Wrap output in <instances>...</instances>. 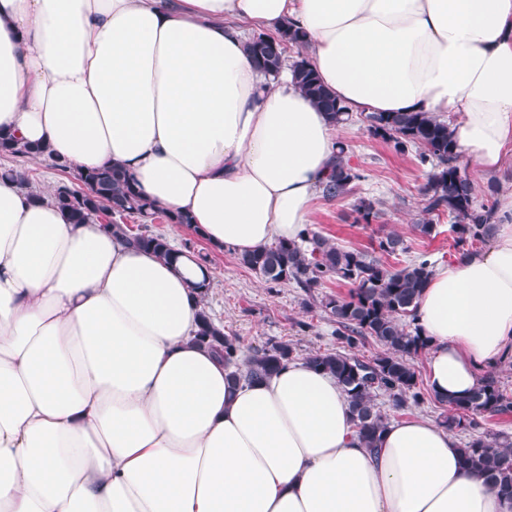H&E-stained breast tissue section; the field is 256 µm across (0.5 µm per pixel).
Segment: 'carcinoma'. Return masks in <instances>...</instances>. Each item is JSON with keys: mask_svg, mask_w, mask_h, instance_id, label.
Listing matches in <instances>:
<instances>
[{"mask_svg": "<svg viewBox=\"0 0 512 512\" xmlns=\"http://www.w3.org/2000/svg\"><path fill=\"white\" fill-rule=\"evenodd\" d=\"M304 48L305 40L297 30L287 29L281 40L254 38L246 45L253 64L268 73L279 70L284 60V44ZM292 73L298 88L336 125L346 123L348 109L320 82L307 58L300 54L293 62ZM370 135L393 144L403 152L413 145L420 149L421 164H430L432 172L421 189L424 212L436 216L443 212L453 219L451 225L457 244L476 245L489 242L495 231V203L476 205L473 185L468 175L457 165L460 148L450 124L428 112H369L365 115ZM38 147H20L7 132H0V154L25 158L39 153ZM365 179L349 163L347 147L340 146L336 161L321 193L328 199H341ZM86 190L78 191L63 182L57 186L55 198L75 224H84L103 211L120 217L138 215L151 220L170 217L154 209L136 190L125 170L109 166L80 176ZM381 201L360 197L354 205L356 221L370 223L377 217ZM114 232L132 238L139 245L166 258L171 247L161 233L133 232L124 224L107 223ZM377 249L386 256L405 251L400 235L390 233L379 238ZM241 265L261 276L271 286L293 283L305 295L327 283L352 285L348 295L321 296V308L334 319L336 336L347 345L344 351H314L308 354L309 365L330 373L346 394L356 436L366 447L376 446L388 425L386 416L376 403L386 394L399 410L411 400L417 404L422 393L416 390L417 375L410 360L424 351L428 342L419 327L409 330L402 319L416 320L417 300L431 273L427 259L416 258L411 263L393 268L382 258L363 250H346L336 246L318 232L307 229L299 243L276 241L260 250L238 257ZM372 337L385 352L372 360H362L352 353L359 343ZM198 344L221 353L231 372L233 383L258 380L280 370L294 359V350L286 342H270L249 354L242 352L239 339L217 326L207 310H202L196 331ZM451 414L442 424L462 430L478 426L477 419L500 415L512 410V398L504 394L492 379L484 380L469 397L462 400H440ZM465 469L478 473L486 484L512 501V449L489 435L474 434L461 447Z\"/></svg>", "mask_w": 512, "mask_h": 512, "instance_id": "obj_1", "label": "carcinoma"}]
</instances>
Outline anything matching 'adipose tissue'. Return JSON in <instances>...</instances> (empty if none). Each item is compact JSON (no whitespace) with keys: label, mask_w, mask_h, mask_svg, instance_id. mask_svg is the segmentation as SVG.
Wrapping results in <instances>:
<instances>
[{"label":"adipose tissue","mask_w":512,"mask_h":512,"mask_svg":"<svg viewBox=\"0 0 512 512\" xmlns=\"http://www.w3.org/2000/svg\"><path fill=\"white\" fill-rule=\"evenodd\" d=\"M288 22L350 111L450 120L481 176L512 159V0H0V130L122 166L215 249L299 241L338 129L245 52ZM494 221L418 300L445 399L512 358V192ZM208 276L0 177V512H512L428 418L363 447L306 362L232 386L193 340Z\"/></svg>","instance_id":"adipose-tissue-1"}]
</instances>
